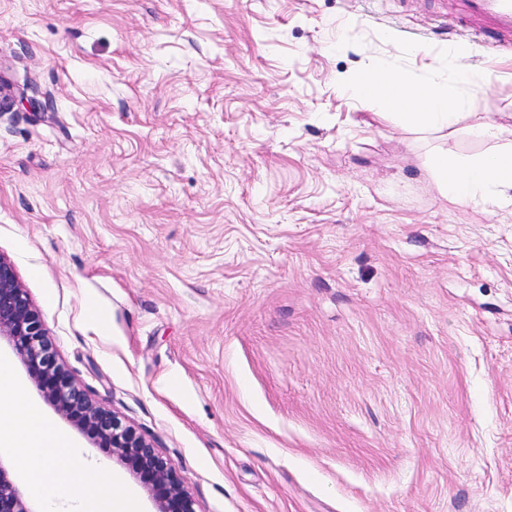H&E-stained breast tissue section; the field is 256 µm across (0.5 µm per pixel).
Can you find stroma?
<instances>
[{"instance_id":"35a3bbf8","label":"stroma","mask_w":512,"mask_h":512,"mask_svg":"<svg viewBox=\"0 0 512 512\" xmlns=\"http://www.w3.org/2000/svg\"><path fill=\"white\" fill-rule=\"evenodd\" d=\"M369 64L469 104L419 132L343 93ZM14 95L0 255L196 512H512V206L449 203L432 169L512 121V41L464 0H0ZM472 132L481 139L499 141L512 135V128L493 117H489L473 127Z\"/></svg>"}]
</instances>
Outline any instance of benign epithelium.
Returning <instances> with one entry per match:
<instances>
[{
	"mask_svg": "<svg viewBox=\"0 0 512 512\" xmlns=\"http://www.w3.org/2000/svg\"><path fill=\"white\" fill-rule=\"evenodd\" d=\"M12 342L28 365L44 399L63 416L97 436L110 454L128 460L149 486L154 512H195L175 469L153 445L120 418L92 400L86 388L59 361L57 351L13 264L0 256V337ZM0 512H37L8 477L0 457Z\"/></svg>",
	"mask_w": 512,
	"mask_h": 512,
	"instance_id": "7a95c632",
	"label": "benign epithelium"
}]
</instances>
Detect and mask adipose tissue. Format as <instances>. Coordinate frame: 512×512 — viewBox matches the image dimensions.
<instances>
[{
    "mask_svg": "<svg viewBox=\"0 0 512 512\" xmlns=\"http://www.w3.org/2000/svg\"><path fill=\"white\" fill-rule=\"evenodd\" d=\"M352 92L369 103L411 111L422 131L450 126L467 105L464 96L448 94L430 82H410L401 73L374 65ZM435 167L443 194L451 202L491 194L502 204H512V146L473 162L443 152L436 156ZM61 443L15 382L9 364L0 360V450L16 456L26 489L43 512H136L134 502L115 497L106 466L85 462L79 449L67 450L72 467L58 468L55 454Z\"/></svg>",
    "mask_w": 512,
    "mask_h": 512,
    "instance_id": "ef3b65f1",
    "label": "adipose tissue"
}]
</instances>
